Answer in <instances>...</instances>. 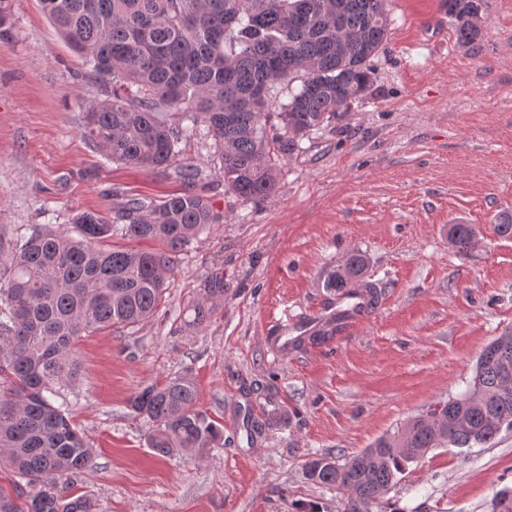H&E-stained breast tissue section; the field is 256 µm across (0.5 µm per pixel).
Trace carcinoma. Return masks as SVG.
I'll return each instance as SVG.
<instances>
[{
    "mask_svg": "<svg viewBox=\"0 0 512 512\" xmlns=\"http://www.w3.org/2000/svg\"><path fill=\"white\" fill-rule=\"evenodd\" d=\"M386 0H41L43 10L88 74L112 92L86 114L84 134L112 161L165 169L178 145L202 127L218 152V175L243 201L272 196L281 159L312 131L345 115L366 92L370 62L390 25ZM458 43L482 36L481 0H444ZM13 0H0V39L11 36ZM300 79L286 103L283 81ZM279 128L274 137L267 128ZM111 224L94 211L69 226L17 229L0 255V460L18 481L0 487V512H93L67 491L94 452L68 413L48 398L78 374L73 347L86 333L133 326L161 306L175 256L209 224V200L191 191L146 204L133 199ZM457 251L475 249L478 229L451 224ZM114 236L151 240L156 251L107 247ZM367 260L351 253L325 288L339 300L365 289ZM189 375L150 386L128 401L152 422L147 443L163 457L200 453L222 431L197 410ZM512 429V333L480 355L472 384L397 432L339 463L327 455L308 478L341 494L342 512H373L411 464L432 448L484 446ZM491 512H512V487L495 493Z\"/></svg>",
    "mask_w": 512,
    "mask_h": 512,
    "instance_id": "obj_1",
    "label": "carcinoma"
}]
</instances>
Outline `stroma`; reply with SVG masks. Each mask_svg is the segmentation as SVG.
<instances>
[{
    "label": "stroma",
    "instance_id": "obj_1",
    "mask_svg": "<svg viewBox=\"0 0 512 512\" xmlns=\"http://www.w3.org/2000/svg\"><path fill=\"white\" fill-rule=\"evenodd\" d=\"M388 38L371 87L335 124L282 160L272 197L245 202L225 187L211 138L191 136L175 170L130 168L85 137L84 108L108 90L58 35L40 0H14L0 43V240L29 224L66 225L76 210L114 216L130 199L191 190L221 223L175 257L165 303L148 320L79 339L80 372L51 400L95 450L73 493L96 512H341L307 463L344 459L433 404L466 390L476 360L512 332V0H483L484 35L460 45L442 0H386ZM476 225L461 254L455 222ZM354 251L381 307L319 345L275 355L335 303L324 280ZM213 313L194 326V306ZM190 374L197 407L224 432L203 453L160 457L128 400ZM512 487V430L474 448L430 450L389 493L398 512H488ZM479 232L473 224H450L449 240L457 251L467 253L475 249V238Z\"/></svg>",
    "mask_w": 512,
    "mask_h": 512
}]
</instances>
